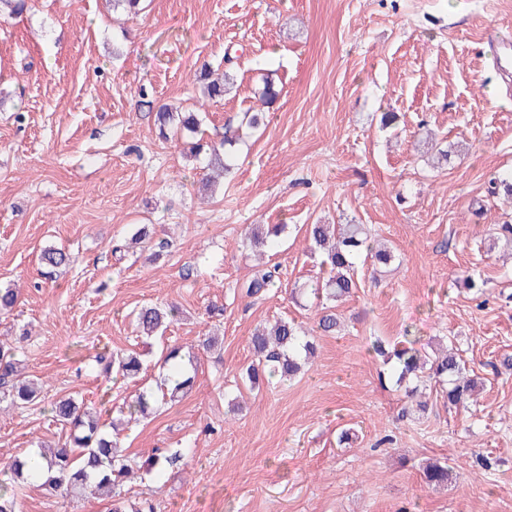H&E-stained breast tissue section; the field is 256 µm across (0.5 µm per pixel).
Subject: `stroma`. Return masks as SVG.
<instances>
[{
  "instance_id": "35a3bbf8",
  "label": "stroma",
  "mask_w": 512,
  "mask_h": 512,
  "mask_svg": "<svg viewBox=\"0 0 512 512\" xmlns=\"http://www.w3.org/2000/svg\"><path fill=\"white\" fill-rule=\"evenodd\" d=\"M512 31V0H146L138 15L111 0H31L0 15V286L18 288L0 340L21 342L44 402L0 405V460L66 435L49 402L79 394L119 420L130 396L164 376L161 350L196 348V384L123 432L129 457L182 450L161 481L124 486L156 512H512V257L488 252L512 205L488 192L512 170V91L487 64L486 28ZM234 62L225 65V54ZM233 88L202 100V63ZM273 75L280 99L266 128L243 133L235 169L201 196L183 142L159 137L150 105L203 113L205 139L259 109ZM398 116L397 134L380 116ZM433 132L446 162L432 161ZM366 224L395 260L337 302L338 336H321L293 382L237 390L249 337L278 318L313 326L300 287L326 278L306 225ZM150 224L157 261L112 256L132 225ZM281 224L267 265L280 283L241 290L257 273L242 248L250 225ZM70 262L47 271L43 248ZM474 270L484 299L456 284ZM177 302L164 339L142 341L133 309ZM450 342L480 389L477 404L403 415L405 390L373 342ZM222 348L198 349L200 336ZM133 349L136 381L104 377L102 346ZM450 465L431 488L422 465ZM19 512H108L109 500L17 489Z\"/></svg>"
}]
</instances>
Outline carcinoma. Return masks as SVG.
<instances>
[{"label":"carcinoma","mask_w":512,"mask_h":512,"mask_svg":"<svg viewBox=\"0 0 512 512\" xmlns=\"http://www.w3.org/2000/svg\"><path fill=\"white\" fill-rule=\"evenodd\" d=\"M230 74H224V82H213L206 86L205 93L212 99H222L232 88ZM279 97L274 81L264 79L260 89V101L270 107ZM155 122L160 135L177 136L183 133L196 134L200 131L201 119L195 112H173L166 106L158 107ZM237 141L236 131L224 129V139L216 144L199 139L192 146L193 157L201 161L202 169L222 168L230 171L233 155L229 147ZM284 230L277 224L269 228L257 225L251 228L249 241L253 246H268ZM306 235L312 247L322 256V264L329 267L330 276L324 282L316 283L311 294L317 301L328 299L338 301L350 296L356 288L354 272L356 260L365 257L375 265L387 266L394 255L382 248L370 245L371 232L364 224H309ZM493 244L504 250H512V224H499L491 234ZM42 262L51 268L64 264L67 256L54 247H46L41 252ZM274 286V272L267 271L252 278L245 285V294L257 296ZM180 308L175 303L166 305H145L136 313L138 331L146 338L163 336L167 327L178 320ZM340 323L330 307H323L315 325L305 329L293 321L277 320L268 327L258 329L251 336L255 359L246 367L245 374L251 385L259 380L279 378L291 379L301 373L312 354V335L317 332L333 334ZM374 352L394 361L398 371L397 382L418 380L424 369H429V378L441 386L442 397L448 406L465 402L477 387V381L469 377L465 363L454 349L434 359H429L420 350L408 346H396L388 352L384 344L373 345ZM22 352L7 342H0V396L10 400V405L23 409L40 402L43 382L24 375ZM107 360L105 373L127 380L136 379L143 369L141 354L134 350L115 351L108 349L97 357V361ZM184 356L180 348H170L164 364L170 367L173 386L161 389L162 396L171 399L185 394L193 386L195 375L182 371ZM154 396L140 392L127 405L129 419L138 420L148 413ZM49 412L54 421L69 429L66 440L50 451L38 449L36 454L45 460L47 476L35 479L27 468L26 457L15 456L0 464V472L5 479L0 481V512H17L16 485L19 482L38 484L51 494L83 496L92 486L105 489L112 494L109 512H155L154 505L145 501L136 504L122 496L121 489L134 474L130 459L123 454L119 433L110 434L100 425V412L85 405L73 396L61 397L50 403ZM181 458L179 452L161 455L156 452L148 455L140 465L148 474L159 476ZM452 468L446 464H431L426 467L424 476L429 484L448 482Z\"/></svg>","instance_id":"obj_1"}]
</instances>
